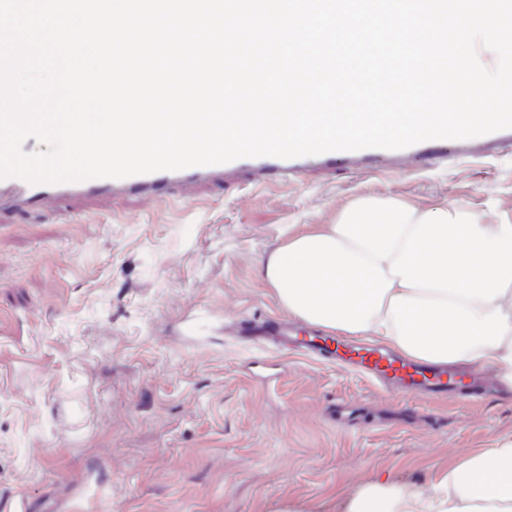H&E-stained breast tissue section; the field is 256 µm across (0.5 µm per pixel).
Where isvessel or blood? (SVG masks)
Masks as SVG:
<instances>
[{
    "label": "vessel or blood",
    "instance_id": "obj_1",
    "mask_svg": "<svg viewBox=\"0 0 512 512\" xmlns=\"http://www.w3.org/2000/svg\"><path fill=\"white\" fill-rule=\"evenodd\" d=\"M377 148L357 151H331L291 159L275 157L240 158L225 164L193 166L178 171L160 170L124 179L90 178L66 183H32L18 177L0 178V203L17 208L45 207L61 201H82L97 197L136 196L147 202L162 203L174 198L190 199L197 191L212 183L223 181L225 173L250 169L261 181L279 177L288 171H300L309 162L328 166L336 163L381 157ZM273 338L285 346H307L309 351L349 362L369 377L385 383L401 396L423 392L444 395L459 384V377L443 368H425L376 349L356 348L330 336L308 338L293 333L287 325L269 322Z\"/></svg>",
    "mask_w": 512,
    "mask_h": 512
}]
</instances>
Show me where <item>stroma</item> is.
Returning a JSON list of instances; mask_svg holds the SVG:
<instances>
[{
    "instance_id": "stroma-1",
    "label": "stroma",
    "mask_w": 512,
    "mask_h": 512,
    "mask_svg": "<svg viewBox=\"0 0 512 512\" xmlns=\"http://www.w3.org/2000/svg\"><path fill=\"white\" fill-rule=\"evenodd\" d=\"M363 195L512 217V137L0 213V512H341L374 478L426 485L512 443L511 388L400 397L239 336L285 314L263 257Z\"/></svg>"
}]
</instances>
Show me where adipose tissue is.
Segmentation results:
<instances>
[{"label": "adipose tissue", "instance_id": "ef3b65f1", "mask_svg": "<svg viewBox=\"0 0 512 512\" xmlns=\"http://www.w3.org/2000/svg\"><path fill=\"white\" fill-rule=\"evenodd\" d=\"M289 315L368 335L406 358L492 367L512 386V220L366 195L289 235L261 266ZM345 512H512V448L466 457L427 487L377 480Z\"/></svg>", "mask_w": 512, "mask_h": 512}]
</instances>
